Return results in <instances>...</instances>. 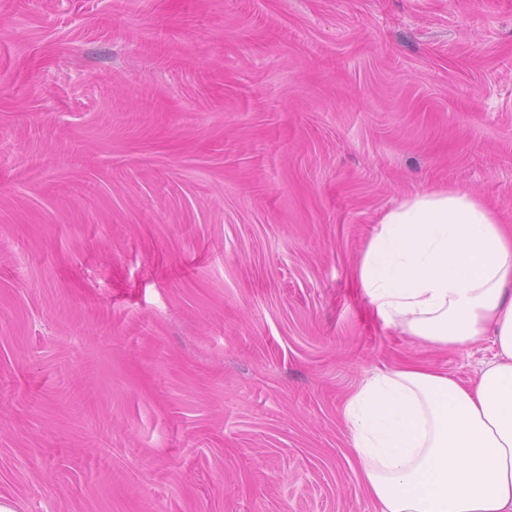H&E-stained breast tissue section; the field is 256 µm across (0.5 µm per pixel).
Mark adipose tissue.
Here are the masks:
<instances>
[{"label":"adipose tissue","mask_w":512,"mask_h":512,"mask_svg":"<svg viewBox=\"0 0 512 512\" xmlns=\"http://www.w3.org/2000/svg\"><path fill=\"white\" fill-rule=\"evenodd\" d=\"M355 278L384 326L495 349L468 385L406 363L350 393L342 418L376 512H512V230L473 193L414 192L383 212Z\"/></svg>","instance_id":"ef3b65f1"}]
</instances>
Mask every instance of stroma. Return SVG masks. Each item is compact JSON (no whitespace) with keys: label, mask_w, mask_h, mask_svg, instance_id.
Masks as SVG:
<instances>
[{"label":"stroma","mask_w":512,"mask_h":512,"mask_svg":"<svg viewBox=\"0 0 512 512\" xmlns=\"http://www.w3.org/2000/svg\"><path fill=\"white\" fill-rule=\"evenodd\" d=\"M439 187L512 225V0H0V498L374 512L344 396L494 354L355 288Z\"/></svg>","instance_id":"35a3bbf8"}]
</instances>
